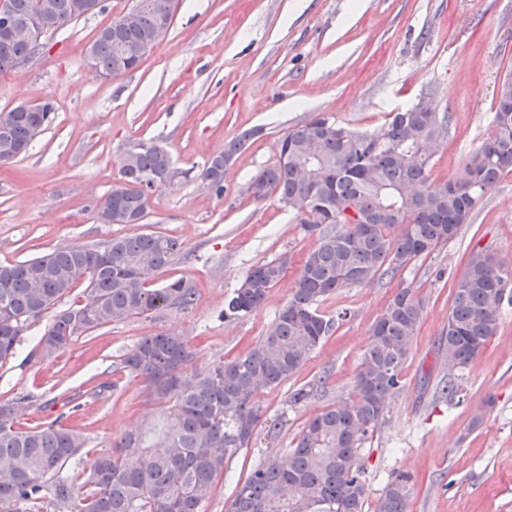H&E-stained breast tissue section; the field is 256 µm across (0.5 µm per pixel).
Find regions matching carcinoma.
<instances>
[{"mask_svg":"<svg viewBox=\"0 0 512 512\" xmlns=\"http://www.w3.org/2000/svg\"><path fill=\"white\" fill-rule=\"evenodd\" d=\"M82 0H41L53 31L82 17ZM169 0H134L98 31L88 49L104 77L135 70L143 56L124 54L126 45L170 27ZM23 41L0 39V72L15 69L28 54ZM54 104L43 110L18 105L0 114L11 140L26 148L51 124ZM449 116L415 105L393 112L372 131H355L326 116L296 124L281 138L278 159L249 185L257 200L270 196L296 211L316 247L294 273L286 304L249 350L219 361L190 379L189 340L176 333L143 337L121 357L116 370L141 379L148 400L162 407L142 429L89 459L72 480L66 466L88 456L87 440L63 417L25 428L14 407H32L30 397L0 402V512H31L44 503L54 512H202L216 479L250 440L247 424L261 419L259 393L292 377L332 335L346 314L327 316L319 305L337 290L376 278L395 277L408 264L453 241L470 223L501 176L512 171V83L500 86L493 132L464 164L465 175L433 185L432 146L444 140ZM256 132L250 131L211 156L198 177L224 195V170ZM119 178L101 205L102 224H138L152 193L174 167L168 150L138 141L121 155ZM153 176L158 184L145 182ZM357 202L369 228L345 215ZM400 226L397 236L391 235ZM177 240L153 233L112 238L93 245L60 247L42 257L0 264V364L13 357L32 321L54 315L39 341L42 357L64 352L80 333L163 308H187L196 298L191 281L161 288L145 278L168 266ZM284 260L253 267L224 306V319L259 310L286 276ZM84 282V299L65 304ZM512 304V268L490 250L474 247L452 288L448 326V383L452 401L461 392L453 372L475 362L493 336L502 304ZM424 304L408 287L397 289L371 328L348 401L307 420L286 458L268 459L236 485L229 512H364L368 490L357 466L358 450L380 427L389 400L402 389V369ZM413 476L391 475L377 512H407Z\"/></svg>","mask_w":512,"mask_h":512,"instance_id":"cac0c4a2","label":"carcinoma"}]
</instances>
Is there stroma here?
Listing matches in <instances>:
<instances>
[{
    "label": "stroma",
    "instance_id": "35a3bbf8",
    "mask_svg": "<svg viewBox=\"0 0 512 512\" xmlns=\"http://www.w3.org/2000/svg\"><path fill=\"white\" fill-rule=\"evenodd\" d=\"M104 5L53 34L48 51L26 69L0 73V113L25 101L55 105L53 122L29 151L0 165V263L156 233L177 239L180 251L151 275L152 286L182 277L197 289L190 307H164L79 334L53 361L38 349L49 323L40 318L0 366V399L34 398L23 419L30 428L53 420L94 382H116V389L85 397L71 420L93 453L160 414L138 379L115 370L142 337L186 336L194 351L190 369L203 371L254 345L288 301L289 277L255 313L224 318L225 300L252 267L284 257L298 267L316 245L293 209L247 193L252 178L276 160L289 127L321 113L369 131L389 113L426 104L450 116L430 173L440 184L462 176L492 128L499 85L512 74V0H176L164 40L135 71L106 80L88 66L87 49L131 0ZM247 131L252 137L225 170L224 195L216 197L195 172ZM138 140L166 147L183 174L153 194L141 223H99L92 202L110 190L123 150ZM477 245L512 265V172L454 241L394 279L339 289L320 304L323 314L343 311L346 319L292 378L260 395L263 417L251 445L217 479L203 512H225L236 483L254 466L285 453L305 421L346 399L371 327L400 287L413 289L425 311L403 367L404 388L358 451L365 512H374L394 471L413 475L408 512H512L511 306L463 371L460 400L440 394L448 369L438 342L452 283ZM316 382L318 392L289 404L293 390ZM479 411L483 423L471 429ZM279 419L286 426L270 438Z\"/></svg>",
    "mask_w": 512,
    "mask_h": 512
}]
</instances>
